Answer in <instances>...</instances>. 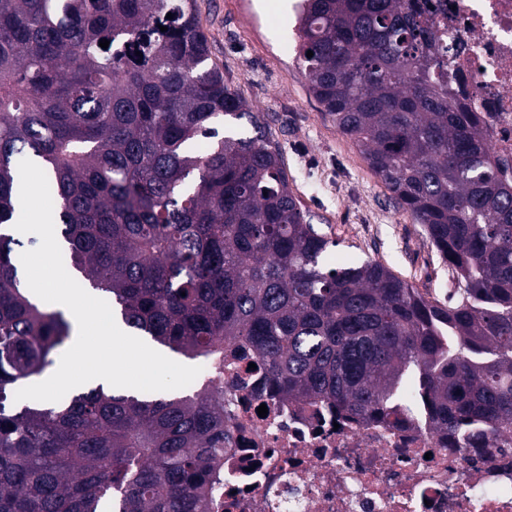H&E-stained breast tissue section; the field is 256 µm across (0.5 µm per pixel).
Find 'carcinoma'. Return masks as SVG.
I'll return each instance as SVG.
<instances>
[{
  "instance_id": "carcinoma-1",
  "label": "carcinoma",
  "mask_w": 512,
  "mask_h": 512,
  "mask_svg": "<svg viewBox=\"0 0 512 512\" xmlns=\"http://www.w3.org/2000/svg\"><path fill=\"white\" fill-rule=\"evenodd\" d=\"M430 9L301 0L297 31L312 94L448 264L444 302L379 262H327L195 0H0V512H205L224 449L206 380L17 403L72 332L17 277L23 157L56 196L62 255L136 335L196 364L241 342L288 400L456 442L512 428V159L455 94Z\"/></svg>"
}]
</instances>
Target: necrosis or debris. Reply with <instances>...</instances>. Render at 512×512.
Masks as SVG:
<instances>
[{
  "label": "necrosis or debris",
  "mask_w": 512,
  "mask_h": 512,
  "mask_svg": "<svg viewBox=\"0 0 512 512\" xmlns=\"http://www.w3.org/2000/svg\"><path fill=\"white\" fill-rule=\"evenodd\" d=\"M459 53L453 87L512 156V0H431ZM244 347L225 352L224 454L211 512H512V430L480 449L408 422L284 400ZM267 406L259 417V406Z\"/></svg>",
  "instance_id": "1"
}]
</instances>
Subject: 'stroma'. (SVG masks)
I'll return each instance as SVG.
<instances>
[{"label": "stroma", "instance_id": "35a3bbf8", "mask_svg": "<svg viewBox=\"0 0 512 512\" xmlns=\"http://www.w3.org/2000/svg\"><path fill=\"white\" fill-rule=\"evenodd\" d=\"M269 0H197L210 58L282 153L288 182L340 262H381L427 297L454 282L424 227L400 207L349 137L324 114L298 60L296 15Z\"/></svg>", "mask_w": 512, "mask_h": 512}]
</instances>
